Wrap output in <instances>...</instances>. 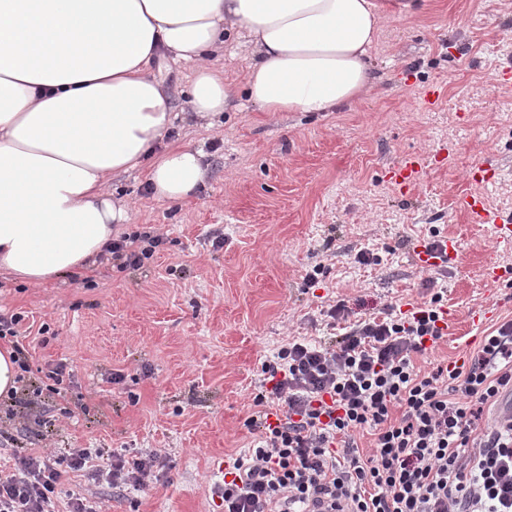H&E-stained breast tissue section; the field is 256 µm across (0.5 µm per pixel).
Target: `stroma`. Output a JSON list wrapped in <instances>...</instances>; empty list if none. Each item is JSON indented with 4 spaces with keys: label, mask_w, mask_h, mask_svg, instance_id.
Listing matches in <instances>:
<instances>
[{
    "label": "stroma",
    "mask_w": 512,
    "mask_h": 512,
    "mask_svg": "<svg viewBox=\"0 0 512 512\" xmlns=\"http://www.w3.org/2000/svg\"><path fill=\"white\" fill-rule=\"evenodd\" d=\"M372 55L375 95L341 112L271 116L246 102L210 127L184 117L169 143L203 149L208 163L191 200L154 199L142 171L114 179L132 203L131 229L167 239L144 267L104 259L40 287L0 277V312L49 327L21 341L27 383L60 362L74 374L64 396L48 399L74 419L18 446L165 456L141 491L70 473L59 512L72 493L112 512H224L213 488L252 440L246 421L264 363L288 340L334 336L337 301L357 320L442 292L447 334L417 358L424 369L472 356L512 319V250L458 207L477 192L512 215V0H425L420 17L384 23ZM432 85L442 95L430 106ZM442 148L452 159L434 164ZM407 154L430 164L403 193L387 173ZM437 239L455 242V262L415 265L416 247ZM362 250L373 261L359 263ZM491 260L507 272L493 294L483 277ZM481 305L491 312L472 325Z\"/></svg>",
    "instance_id": "stroma-1"
}]
</instances>
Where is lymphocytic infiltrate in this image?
Listing matches in <instances>:
<instances>
[{"instance_id":"1","label":"lymphocytic infiltrate","mask_w":512,"mask_h":512,"mask_svg":"<svg viewBox=\"0 0 512 512\" xmlns=\"http://www.w3.org/2000/svg\"><path fill=\"white\" fill-rule=\"evenodd\" d=\"M164 243L136 230L108 251L138 268ZM442 299L356 321L331 343L282 346L263 366L271 385L253 398V444L229 465L224 512H512V419L481 421L485 405L512 390V320L483 336L470 362L424 372L413 357L443 339ZM364 429L374 435L365 456L349 443ZM15 464L0 473V512H57L70 469L119 490L146 487L163 457L71 448L19 451Z\"/></svg>"}]
</instances>
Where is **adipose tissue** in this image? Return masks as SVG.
<instances>
[{
    "label": "adipose tissue",
    "instance_id": "1",
    "mask_svg": "<svg viewBox=\"0 0 512 512\" xmlns=\"http://www.w3.org/2000/svg\"><path fill=\"white\" fill-rule=\"evenodd\" d=\"M417 0H0V274L82 275L130 219L111 179L146 169L156 199L194 198L205 154L162 147L177 115L153 72L192 65L188 103L214 123L239 94L264 112H338L378 86L371 50ZM252 48L243 85L210 55Z\"/></svg>",
    "mask_w": 512,
    "mask_h": 512
}]
</instances>
